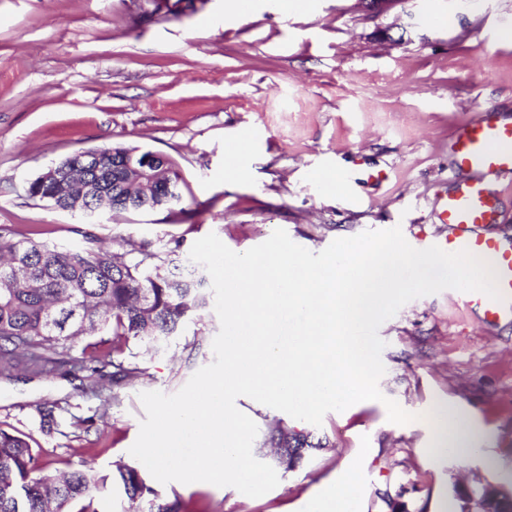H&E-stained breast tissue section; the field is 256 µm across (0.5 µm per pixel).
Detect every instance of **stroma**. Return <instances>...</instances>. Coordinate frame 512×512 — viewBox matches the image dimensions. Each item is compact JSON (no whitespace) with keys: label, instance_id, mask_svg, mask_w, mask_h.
<instances>
[{"label":"stroma","instance_id":"obj_1","mask_svg":"<svg viewBox=\"0 0 512 512\" xmlns=\"http://www.w3.org/2000/svg\"><path fill=\"white\" fill-rule=\"evenodd\" d=\"M0 0V225L69 247L80 221L29 198L28 182L70 154L103 145L164 154L179 167L193 221L168 212H101L108 245L149 241L189 256L216 234L242 253L275 229L312 252L367 230L401 226L414 248L448 234L437 214L463 177L451 140L481 112L512 117V0H312L281 16L278 0L228 14L225 0ZM336 174L335 185L315 180ZM213 307L183 334L142 353L140 377L117 403L84 394L81 379L0 375V427L30 434L51 469L109 473L146 414L144 391L178 392L214 360ZM386 399L415 414L388 421L383 402L327 413L324 448L263 496L209 483L157 484L185 512H310L313 498L357 472L350 512H448L457 482L512 484V323L483 327L450 290L417 298L383 322ZM200 347L188 350L187 344ZM51 402L98 415L91 430L40 431ZM466 412L488 440L466 458L431 453L427 413Z\"/></svg>","mask_w":512,"mask_h":512}]
</instances>
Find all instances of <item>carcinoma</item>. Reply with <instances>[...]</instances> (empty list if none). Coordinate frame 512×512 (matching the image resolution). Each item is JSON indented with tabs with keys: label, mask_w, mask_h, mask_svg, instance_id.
Here are the masks:
<instances>
[{
	"label": "carcinoma",
	"mask_w": 512,
	"mask_h": 512,
	"mask_svg": "<svg viewBox=\"0 0 512 512\" xmlns=\"http://www.w3.org/2000/svg\"><path fill=\"white\" fill-rule=\"evenodd\" d=\"M166 167V181L133 198L112 147L102 146L53 164L27 185L26 193L87 218L106 206L115 213L166 210L187 222L196 202L183 197L180 174L169 158ZM82 238V246L64 248L0 226V373L42 374L57 365L69 366L73 374L90 370L99 376L90 388L98 397L107 377L114 383L137 377L141 348L179 335L185 319L206 307L208 295L203 273L175 258L178 241L164 252L149 242L121 250L103 245L94 234L84 232ZM98 335L102 339L72 355L76 343ZM60 409L57 403L38 409L42 432L57 429ZM262 447L299 467L304 462L299 449L323 444L309 433L277 426L263 434ZM46 468L30 435L0 428V512H99L98 495L109 483L140 504L138 512H183L177 498L157 502L156 490L122 461L109 474L82 465L52 476ZM454 500L459 512L470 504L479 512H512V502L492 503L458 486Z\"/></svg>",
	"instance_id": "cac0c4a2"
}]
</instances>
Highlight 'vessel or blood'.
I'll return each instance as SVG.
<instances>
[{
	"instance_id": "b4317fda",
	"label": "vessel or blood",
	"mask_w": 512,
	"mask_h": 512,
	"mask_svg": "<svg viewBox=\"0 0 512 512\" xmlns=\"http://www.w3.org/2000/svg\"><path fill=\"white\" fill-rule=\"evenodd\" d=\"M452 150L459 169L470 171L443 203L439 220L448 226L444 251L468 250L481 259H491L498 273L500 299L480 292H463L459 298L467 312L488 326L512 320V243L490 230L501 217L500 198L489 174L512 175V124L487 114L465 122L453 136Z\"/></svg>"
}]
</instances>
